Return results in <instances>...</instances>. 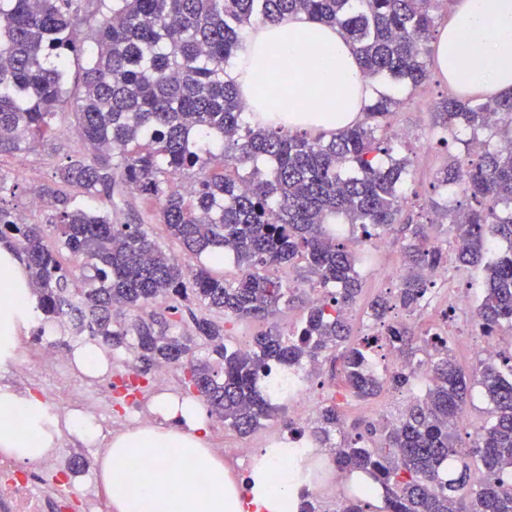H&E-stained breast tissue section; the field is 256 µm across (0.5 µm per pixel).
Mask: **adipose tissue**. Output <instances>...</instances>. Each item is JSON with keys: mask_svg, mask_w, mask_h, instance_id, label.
Instances as JSON below:
<instances>
[{"mask_svg": "<svg viewBox=\"0 0 512 512\" xmlns=\"http://www.w3.org/2000/svg\"><path fill=\"white\" fill-rule=\"evenodd\" d=\"M439 72L458 91L489 98L512 90V0H454L436 43ZM249 112L258 120L275 113L289 129H338L361 116L374 94L351 44L336 27L300 14L279 23L255 24L225 66ZM37 299L14 250L0 245V361L14 357L20 333L35 317ZM155 422L116 434L101 465L112 512H298L300 491L313 488L309 464L285 469L284 448L262 449L244 480L232 477L209 446L210 420L203 403L163 394ZM93 444L96 427L84 414L49 418L34 394L0 387V452L28 462L48 455L63 431ZM187 463L172 480L168 456ZM209 491L196 488L199 476Z\"/></svg>", "mask_w": 512, "mask_h": 512, "instance_id": "ef3b65f1", "label": "adipose tissue"}]
</instances>
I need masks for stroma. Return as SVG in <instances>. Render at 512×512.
Here are the masks:
<instances>
[{"label":"stroma","mask_w":512,"mask_h":512,"mask_svg":"<svg viewBox=\"0 0 512 512\" xmlns=\"http://www.w3.org/2000/svg\"><path fill=\"white\" fill-rule=\"evenodd\" d=\"M388 93L400 97L401 103L395 109L390 126L386 131L388 142L394 156L409 160V175L404 184L406 204L400 224L380 237L367 242H359V229L345 226L342 238L348 244H359L361 250L368 254L369 261L359 269L362 293L349 313L352 327L353 343H363L370 336L380 335L382 327L367 315L368 304L376 296L395 290V278L404 271L403 245L411 235L415 224H429L436 216L430 207L432 200L438 199L436 173L449 160L463 156L461 144H440L438 129L434 124V110L439 100L446 97L449 88L447 81L438 70H431L429 79L415 89L402 90L395 84H388ZM75 118L72 113H64L58 120L54 132L40 141L34 148L15 155H0V175L15 183L18 190L0 198V204L10 210L19 221L28 224L46 222L48 215L30 207L32 198L37 197L44 187H52L58 194L78 195L77 187L59 181L56 171L69 158L80 153V142L75 135ZM111 216L119 224L147 225L163 250L176 256H183L181 244L172 239L163 224L154 200L122 189L112 199ZM447 261L443 266L444 276L434 289L435 300L431 305L421 308L413 314L394 310L391 320L410 324L411 344L409 354L420 358L424 355L423 340L435 329L448 333L452 356L456 365L465 373H473L476 368L474 348L480 344V337L467 332V318L472 305L478 304L484 287V272L481 268L461 266L455 263L453 256L456 248L455 230L439 227L433 240ZM467 294L469 307L452 312L448 309L449 292ZM304 313L302 300H295L273 317L264 321H241L231 326L227 332L228 347L236 349L251 344L257 334L277 327L281 332H288L300 323ZM112 371L104 375L102 382L93 390L95 399L89 414L96 425H103L109 417L123 414L128 419H135L136 408L132 405L123 407L115 403L112 383L122 374L129 359L127 353L112 351ZM407 400L406 393L391 388L384 389L378 396L369 399L346 397L341 412L346 420L343 433L335 435V442L365 432L367 425L382 426L395 418ZM293 426L292 407L283 405L271 417L261 420L259 426L246 435L238 434L229 426L212 427L211 448L226 449L229 457L224 462L225 469L236 477H244L248 468L236 451L240 448H259L266 438L272 435H288Z\"/></svg>","instance_id":"1"}]
</instances>
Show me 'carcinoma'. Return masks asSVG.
<instances>
[{
	"mask_svg": "<svg viewBox=\"0 0 512 512\" xmlns=\"http://www.w3.org/2000/svg\"><path fill=\"white\" fill-rule=\"evenodd\" d=\"M107 6L84 51L77 17L93 3ZM443 0H0V154L23 152L56 126L71 106L77 134L89 154L69 160L59 180L85 198L112 203L130 186L155 196L168 233L196 261L185 266L162 251L141 224H114L109 212L54 196L43 224H20L0 207V242L24 257L40 318L53 323L64 312L89 313L93 339L126 350L128 366L147 378L163 364H190L186 394L196 396L224 424L246 434L286 398L265 390L261 379L276 364L287 371L302 358L344 349L346 393L373 397L388 384L411 389V376L394 370L383 379L366 369V353L348 345L343 309L361 290L359 253L339 241L336 225L349 224L371 239L398 223L400 188L409 160L395 158L378 134L400 104L381 93L361 120L338 130L285 128L286 120L252 124L224 70L242 48L244 26L278 23L303 13L336 25L356 48L364 76L416 88L429 76L430 42ZM86 57L79 92L69 89L70 57ZM440 138L461 142L465 157L441 169L438 186L460 192L466 203L433 202L437 215L456 226V260L483 266L486 288L476 309L487 336L512 326V93L486 100L454 94L439 103ZM470 131L466 140L456 128ZM483 142V150L471 145ZM179 173L195 185L175 184ZM509 241L492 261L487 233ZM56 238L88 271L84 288L71 287L72 271L57 261L46 240ZM232 258L240 275L215 272L219 256ZM406 274L392 296H379L370 316L386 333L365 341L400 349L401 324L386 322L399 307L423 306L431 282L422 270L442 266L441 250L419 224L404 245ZM305 263L317 293L290 338L268 331L247 351L224 343V320L266 319L292 300L296 287L269 273ZM158 299L162 314L147 309ZM197 306L194 335L182 332L183 311ZM208 347L195 356L197 340ZM432 377L424 398L407 404L394 423L378 430L372 448L359 435L336 449L337 467L369 475L387 492L383 512H512V353L469 378L449 357L448 338L430 334ZM492 405V422L467 451L457 448L454 420L464 412L472 385ZM336 403L318 411L312 439L321 444L340 429ZM483 472L477 483L473 472ZM356 497L338 512H369Z\"/></svg>",
	"mask_w": 512,
	"mask_h": 512,
	"instance_id": "1",
	"label": "carcinoma"
}]
</instances>
